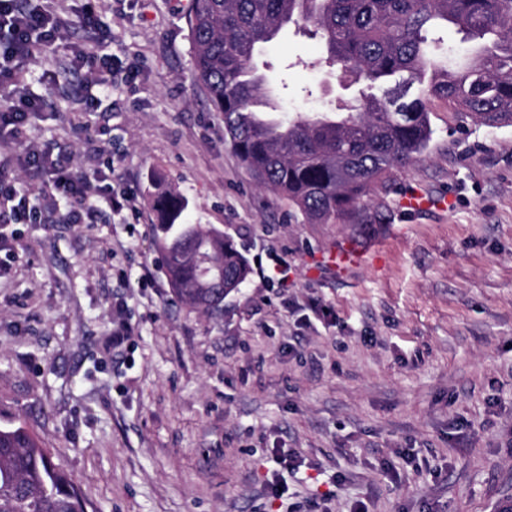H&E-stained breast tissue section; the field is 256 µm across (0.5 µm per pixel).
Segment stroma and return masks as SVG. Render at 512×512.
<instances>
[{
	"label": "stroma",
	"instance_id": "stroma-1",
	"mask_svg": "<svg viewBox=\"0 0 512 512\" xmlns=\"http://www.w3.org/2000/svg\"><path fill=\"white\" fill-rule=\"evenodd\" d=\"M91 4L72 43L133 68L96 108L50 48L23 69L42 114L0 146L36 223L1 224L0 425H25L85 512H501L512 505V126L428 101L433 137L356 215L307 224L257 187L197 80L190 0ZM321 44L289 31L260 60L284 115L347 97ZM31 148L110 170L127 208L87 223L30 179ZM188 224L230 237L251 273L209 316L177 301L154 244L152 179ZM404 191L447 195L416 213ZM351 245L361 265L339 270ZM288 267L286 278L276 264ZM149 271L151 281L138 287ZM130 336L115 340L118 324ZM296 466H280L279 456ZM288 489L266 493L267 480Z\"/></svg>",
	"mask_w": 512,
	"mask_h": 512
}]
</instances>
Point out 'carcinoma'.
Returning <instances> with one entry per match:
<instances>
[{
  "label": "carcinoma",
  "mask_w": 512,
  "mask_h": 512,
  "mask_svg": "<svg viewBox=\"0 0 512 512\" xmlns=\"http://www.w3.org/2000/svg\"><path fill=\"white\" fill-rule=\"evenodd\" d=\"M195 69L250 176L287 197L308 224H335L375 183L416 160L432 139L425 100H444L488 128L512 126V0H191ZM314 27L322 63L360 84L350 112L268 117L256 46L288 25ZM453 26L478 42L448 66L435 33ZM156 248L172 291L195 311L223 308V288L249 267L232 241L184 224L188 200L154 184ZM0 512H84L71 480L22 425L0 426Z\"/></svg>",
  "instance_id": "1"
}]
</instances>
